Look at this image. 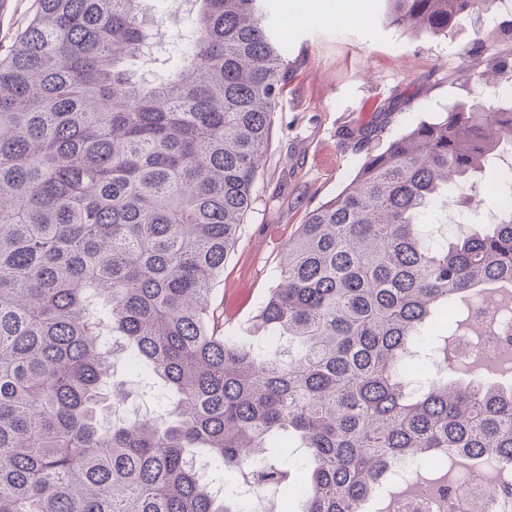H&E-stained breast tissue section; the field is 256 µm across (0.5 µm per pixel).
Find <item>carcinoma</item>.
Instances as JSON below:
<instances>
[{
	"label": "carcinoma",
	"mask_w": 512,
	"mask_h": 512,
	"mask_svg": "<svg viewBox=\"0 0 512 512\" xmlns=\"http://www.w3.org/2000/svg\"><path fill=\"white\" fill-rule=\"evenodd\" d=\"M143 2L39 0L0 56V512H235L199 453L304 512H364L406 458L512 464V386L448 380L466 299L512 284V211L422 233L443 197L492 201L512 105L486 95L512 57L480 42L469 100L306 214L253 316L297 345L285 359L221 333L210 302L294 72L284 2L191 0L159 49ZM495 3L384 0L389 23L444 36ZM122 359L167 386L165 417L121 416Z\"/></svg>",
	"instance_id": "1"
}]
</instances>
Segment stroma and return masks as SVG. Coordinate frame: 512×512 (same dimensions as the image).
I'll return each instance as SVG.
<instances>
[{
    "instance_id": "35a3bbf8",
    "label": "stroma",
    "mask_w": 512,
    "mask_h": 512,
    "mask_svg": "<svg viewBox=\"0 0 512 512\" xmlns=\"http://www.w3.org/2000/svg\"><path fill=\"white\" fill-rule=\"evenodd\" d=\"M307 23L288 29L296 73L274 116L271 149L254 187V203L242 224L224 276L212 292L219 325L228 336L251 335L258 301L278 281L281 250L306 213L335 197L351 181L363 154L344 142L345 127H380L372 148L410 125L433 118L466 100L461 56L479 41L495 39L512 53V14L476 11L448 36L412 34L385 20L382 0H302ZM38 0H0V48L8 49ZM365 20L351 22L354 9ZM125 382L131 403L162 414L161 383L147 371L134 372L125 361L113 369ZM198 465L218 491L237 496L243 512H261L282 496L269 489L254 497L208 454Z\"/></svg>"
}]
</instances>
